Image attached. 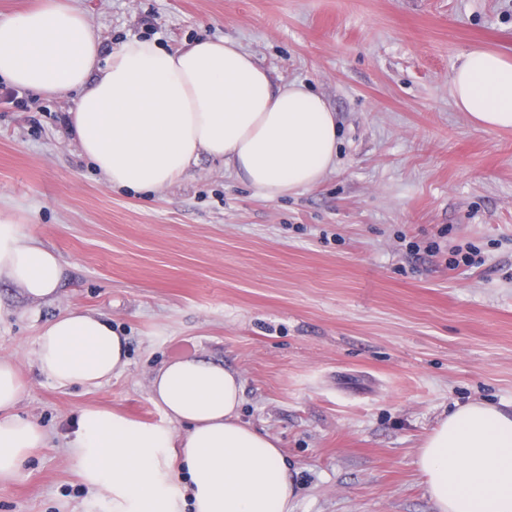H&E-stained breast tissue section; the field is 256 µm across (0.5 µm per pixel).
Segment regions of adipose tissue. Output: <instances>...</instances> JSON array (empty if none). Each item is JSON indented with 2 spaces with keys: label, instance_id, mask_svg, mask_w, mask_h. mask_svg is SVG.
<instances>
[{
  "label": "adipose tissue",
  "instance_id": "1",
  "mask_svg": "<svg viewBox=\"0 0 512 512\" xmlns=\"http://www.w3.org/2000/svg\"><path fill=\"white\" fill-rule=\"evenodd\" d=\"M0 79L37 93L78 92L67 124L106 183L147 194L188 177L201 157L273 200L319 183L336 165V115L306 85L273 82L236 42L201 39L169 52L131 38L104 50L73 0H44L0 18ZM458 111L484 128L512 127V57L475 48L452 78ZM63 273L54 251L0 217V282L52 301ZM39 372L94 389L127 365L104 315L69 308L36 338ZM23 385L0 359V478L14 477L47 435L19 415ZM149 393L164 421L142 425L82 411L70 441L85 483L112 512H289L295 490L276 440L241 422L243 385L222 364H164ZM417 465L437 512H512V408L483 401L440 419Z\"/></svg>",
  "mask_w": 512,
  "mask_h": 512
}]
</instances>
